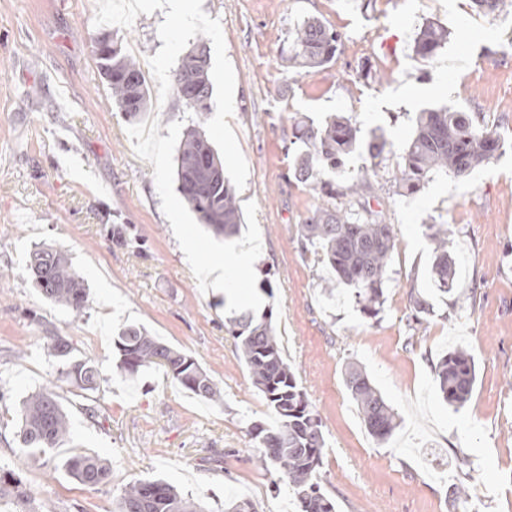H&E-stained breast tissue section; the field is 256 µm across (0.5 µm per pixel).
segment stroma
<instances>
[{"mask_svg": "<svg viewBox=\"0 0 512 512\" xmlns=\"http://www.w3.org/2000/svg\"><path fill=\"white\" fill-rule=\"evenodd\" d=\"M0 0V464L18 468L24 498L7 512H112L130 482L161 477L208 512L229 496L257 512H297L287 483L257 461L251 423H273L234 341L233 312H271L283 355L314 406L326 440L321 487L336 512H512V11L482 16L471 0ZM316 17L342 35L335 59L298 75L289 33ZM448 28L434 57L414 52L427 22ZM111 34L144 71L149 112L127 118L112 104L94 42ZM209 48L213 95L187 109L172 80L198 37ZM233 107H226V98ZM451 106L499 133L503 150L464 181L439 174L398 192L396 176L418 112ZM333 115L360 129L361 148L336 174L369 166L375 130L387 141L356 210L382 213L397 230L379 318H365L350 289L328 299L320 250L297 226L317 202L291 176L294 120ZM201 127L224 162L243 214L240 239L262 246L244 296L209 288L202 271L229 249L197 221L176 183L183 130ZM447 222L454 289L431 276L428 226ZM128 240L112 244L113 230ZM196 242L185 254L183 237ZM62 249L90 301L80 318L44 299L28 253ZM272 294H265L264 284ZM431 305L412 319L410 296ZM135 324L193 355L220 384L202 401L160 370L135 379L113 367L112 334ZM93 361L94 390L61 376L47 342ZM473 355L476 384L461 409L438 395L434 367L446 352ZM364 370L398 415L384 444L372 438L344 382ZM55 383L71 439L49 458L20 449L23 400ZM111 463L107 483L78 484L70 456ZM469 488L453 500L451 486Z\"/></svg>", "mask_w": 512, "mask_h": 512, "instance_id": "obj_1", "label": "stroma"}]
</instances>
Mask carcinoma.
<instances>
[{"label": "carcinoma", "instance_id": "carcinoma-1", "mask_svg": "<svg viewBox=\"0 0 512 512\" xmlns=\"http://www.w3.org/2000/svg\"><path fill=\"white\" fill-rule=\"evenodd\" d=\"M484 15L502 10L506 0H472ZM342 35L317 18H307L294 29L288 48V67L296 72L323 68L336 56ZM448 43V29L427 23L420 30L415 54L433 57ZM100 69L112 92V104L129 118L146 114L149 89L136 62L107 38L97 44ZM206 38L181 60L173 76L174 90L183 104L194 112L209 109L213 85L209 74ZM359 130L345 116H333L320 126L297 123L295 142L304 145L294 158L293 176L328 199L360 195L368 186L370 169L356 180L338 184L326 177L341 167L343 156L359 145ZM503 147L499 135L479 124L469 112L443 107L421 112L409 140L397 179L399 188L416 191L437 173L466 179L477 168L495 160ZM177 191L182 200L215 236L226 239L238 232L241 212L234 188L224 175V164L204 131L185 129L176 157ZM304 244L321 250L330 271L324 290L336 284L349 286L360 311L377 317L384 304V281L396 244L394 225L378 213L363 216L353 210L320 205L298 225ZM433 244L431 274L437 287L448 291L455 274V261L448 250V225H430ZM29 270L40 294L48 301L83 314L89 292L83 278L65 253L50 245L35 247L29 256ZM228 333L247 366L253 386L264 396L275 424L254 422L249 434L256 443L257 460L274 470L293 488L301 512H336V504L320 491L319 469L325 438L319 417L299 385L296 370L284 360L271 317L257 318L242 313L229 320ZM115 369L134 378L145 370L159 369L196 397L219 402L221 388L189 353L164 343L145 328L128 325L112 338ZM437 389L448 405L460 408L469 400L476 381L473 356L458 347L444 355L434 367ZM69 383L82 391L95 387L99 371L86 360L69 363L65 371ZM346 386L356 402L368 433L387 441L398 427V417L368 375L353 369ZM70 420L51 386L26 397L20 410L17 436L25 454L46 456L70 440ZM69 475L78 483L95 487L108 477L106 458L95 453H78L65 461ZM22 481L16 472L0 466V498L23 496ZM116 512H205L204 507L183 495L163 478L136 480L120 494Z\"/></svg>", "mask_w": 512, "mask_h": 512}]
</instances>
